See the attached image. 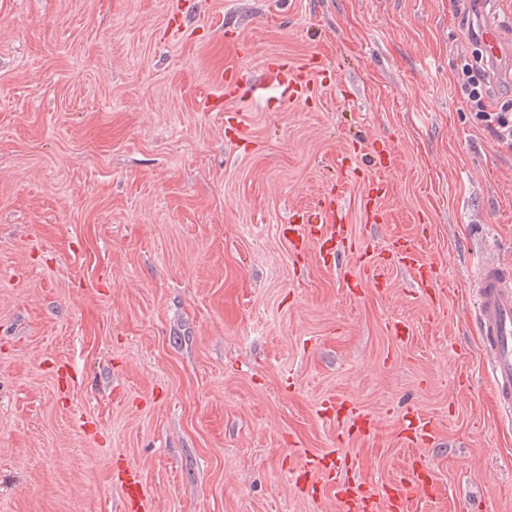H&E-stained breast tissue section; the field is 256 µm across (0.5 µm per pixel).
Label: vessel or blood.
I'll list each match as a JSON object with an SVG mask.
<instances>
[{"label": "vessel or blood", "instance_id": "1", "mask_svg": "<svg viewBox=\"0 0 512 512\" xmlns=\"http://www.w3.org/2000/svg\"><path fill=\"white\" fill-rule=\"evenodd\" d=\"M501 32L491 23L482 28L480 43L489 60L500 55ZM264 83L278 86L280 104L308 95L314 87L312 72L296 68L284 60L264 63ZM282 234L295 250L316 247L325 265H335L355 243L342 222L335 193H327L303 212L294 213L292 221L283 225ZM394 261L415 270V283L424 286L431 277L421 271L408 243H400ZM361 271L354 287L365 285L382 288L384 274L369 255H361ZM469 294L475 299L473 320L484 357V370L492 386L499 416L512 424V263L501 260L495 250H488L480 265L468 278ZM329 485L343 499L346 512H407L410 502L419 494L418 477L405 475L383 489H368L362 484L329 475ZM127 512H144L147 503L145 481L133 465H125L120 483Z\"/></svg>", "mask_w": 512, "mask_h": 512}]
</instances>
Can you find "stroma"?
Here are the masks:
<instances>
[{
  "label": "stroma",
  "mask_w": 512,
  "mask_h": 512,
  "mask_svg": "<svg viewBox=\"0 0 512 512\" xmlns=\"http://www.w3.org/2000/svg\"><path fill=\"white\" fill-rule=\"evenodd\" d=\"M485 19L512 69V0H0V512H121L123 460L150 512H343L294 480L342 447L369 488L429 472L410 512H512L467 291L476 225L512 260V149L456 81ZM279 57L321 61L313 96L203 110ZM330 190L431 288L293 255L281 224ZM336 402L370 433L340 438ZM393 260L398 264L409 268L410 270L415 269L417 274L415 275V283L417 287L423 288L424 284L430 283L432 281V276L426 274L424 272L423 264H420L417 260L413 258L412 251L407 242L400 243L395 254L393 256ZM360 262H362V264H360L362 270L355 278V280L351 282V285L348 282V287L362 288L363 284L366 283L378 290L383 288L384 274L382 272L381 266L373 261L372 257L367 255V252L361 255Z\"/></svg>",
  "instance_id": "35a3bbf8"
}]
</instances>
